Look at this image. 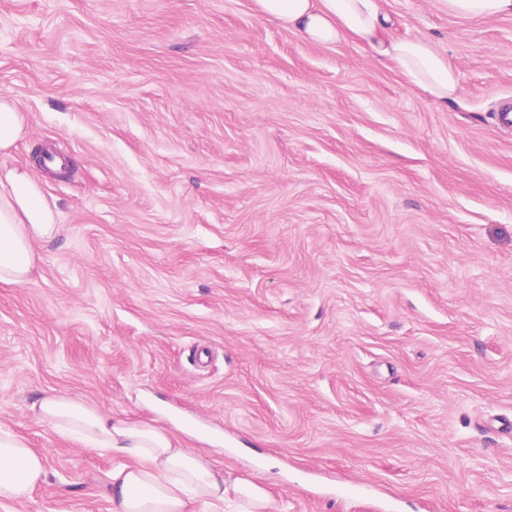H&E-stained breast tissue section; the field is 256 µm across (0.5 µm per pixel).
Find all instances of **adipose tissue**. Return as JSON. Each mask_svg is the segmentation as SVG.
I'll use <instances>...</instances> for the list:
<instances>
[{"label": "adipose tissue", "instance_id": "adipose-tissue-1", "mask_svg": "<svg viewBox=\"0 0 512 512\" xmlns=\"http://www.w3.org/2000/svg\"><path fill=\"white\" fill-rule=\"evenodd\" d=\"M260 17L301 40L333 45L353 40L391 62L433 101L454 99L457 75L426 38L393 36L394 22L378 0H253ZM56 213L27 169L0 165V283L23 285L37 274L41 244L57 236ZM59 436L115 457L109 474L113 512H271L261 476L225 474L202 453L161 427L112 417L62 393L33 404ZM44 459L0 425V502L28 499L44 481Z\"/></svg>", "mask_w": 512, "mask_h": 512}]
</instances>
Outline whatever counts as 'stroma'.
Masks as SVG:
<instances>
[{"label": "stroma", "mask_w": 512, "mask_h": 512, "mask_svg": "<svg viewBox=\"0 0 512 512\" xmlns=\"http://www.w3.org/2000/svg\"><path fill=\"white\" fill-rule=\"evenodd\" d=\"M380 5L454 102L252 0H0L8 162L59 224L0 284V423L48 472L0 512H112L53 391L185 426L278 512H512V16ZM25 120L22 112L9 98L0 97V156H9L23 138Z\"/></svg>", "instance_id": "obj_1"}]
</instances>
